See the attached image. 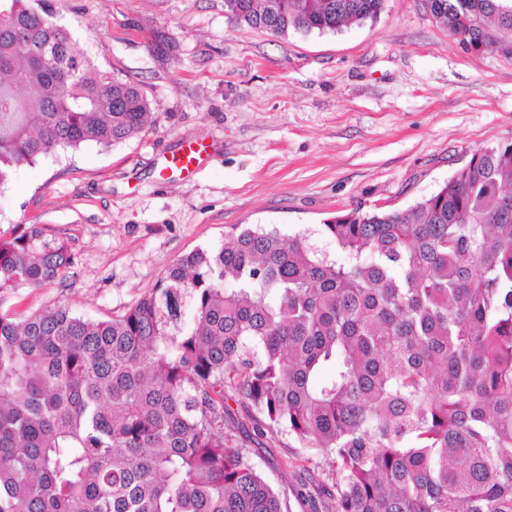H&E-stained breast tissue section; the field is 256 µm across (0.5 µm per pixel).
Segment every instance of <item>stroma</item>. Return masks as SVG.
Segmentation results:
<instances>
[{
    "instance_id": "stroma-1",
    "label": "stroma",
    "mask_w": 512,
    "mask_h": 512,
    "mask_svg": "<svg viewBox=\"0 0 512 512\" xmlns=\"http://www.w3.org/2000/svg\"><path fill=\"white\" fill-rule=\"evenodd\" d=\"M45 7L101 70L140 82L151 117L129 141L57 149L0 188V233L39 225L72 258L51 284L0 295V313L62 304L111 319L234 225L316 242L337 212L409 208L512 138V60L461 48L425 0H385L377 19L285 38L231 24L224 0ZM196 141L200 169H165ZM248 411L228 401L225 420L287 512H323L307 482L329 477L321 452L285 433L258 439Z\"/></svg>"
}]
</instances>
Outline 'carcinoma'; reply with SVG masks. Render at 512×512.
I'll return each instance as SVG.
<instances>
[{"label": "carcinoma", "instance_id": "carcinoma-1", "mask_svg": "<svg viewBox=\"0 0 512 512\" xmlns=\"http://www.w3.org/2000/svg\"><path fill=\"white\" fill-rule=\"evenodd\" d=\"M224 0L274 37L336 32L385 0ZM512 59V0H427ZM0 187L58 148L112 146L149 117L139 83L75 49L30 0H0ZM326 247L234 229L105 321L0 313V512H283L225 426L331 460L329 512H512V140L431 196L340 213ZM71 264L36 227L0 235V292Z\"/></svg>", "mask_w": 512, "mask_h": 512}]
</instances>
